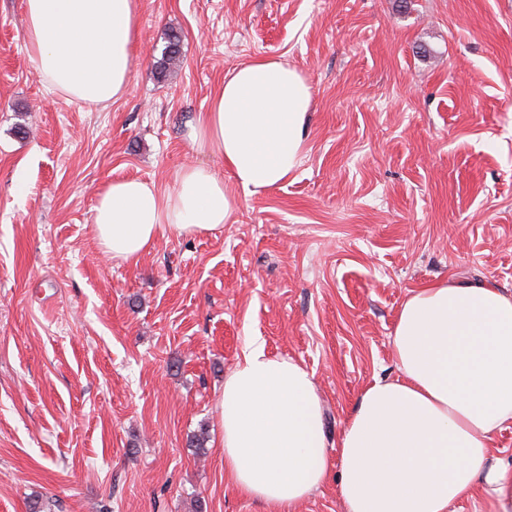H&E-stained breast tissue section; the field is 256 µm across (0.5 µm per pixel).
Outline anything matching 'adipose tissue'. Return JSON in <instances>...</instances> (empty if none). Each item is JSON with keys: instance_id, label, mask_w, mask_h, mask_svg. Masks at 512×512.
Masks as SVG:
<instances>
[{"instance_id": "ef3b65f1", "label": "adipose tissue", "mask_w": 512, "mask_h": 512, "mask_svg": "<svg viewBox=\"0 0 512 512\" xmlns=\"http://www.w3.org/2000/svg\"><path fill=\"white\" fill-rule=\"evenodd\" d=\"M139 0H24L26 52L44 85L91 106L126 91ZM310 88L279 59L258 57L225 76L192 128L193 144L224 159L223 174L190 165L160 194L137 179L110 182L93 224L104 254L134 263L160 232L176 237L228 223L232 179L257 193L293 173L305 153ZM393 377L358 395L330 459L315 375L246 342L219 403L224 471L270 512L335 475L346 512H450L485 490L512 512V463L493 439L512 424V292L440 281L411 292L396 316Z\"/></svg>"}]
</instances>
